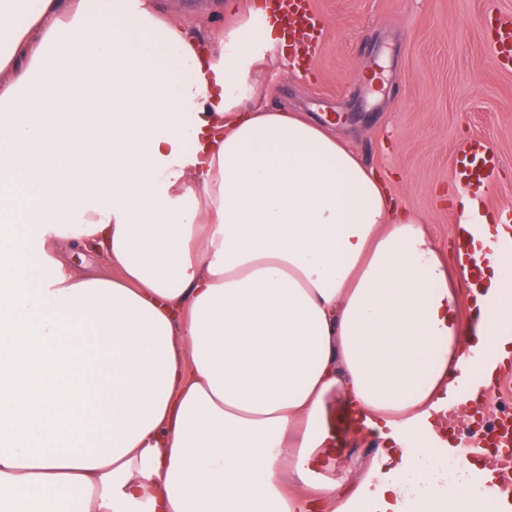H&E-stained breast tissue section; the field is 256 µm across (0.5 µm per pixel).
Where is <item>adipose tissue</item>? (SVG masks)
Listing matches in <instances>:
<instances>
[{"instance_id":"ef3b65f1","label":"adipose tissue","mask_w":512,"mask_h":512,"mask_svg":"<svg viewBox=\"0 0 512 512\" xmlns=\"http://www.w3.org/2000/svg\"><path fill=\"white\" fill-rule=\"evenodd\" d=\"M0 0V512H494L415 426L512 359V253L462 331L450 267L336 134L257 107L275 25ZM114 274L72 271L65 246ZM22 249L23 259L10 255ZM52 269L41 275L42 265ZM389 475L319 472L350 408Z\"/></svg>"}]
</instances>
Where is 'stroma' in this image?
I'll return each instance as SVG.
<instances>
[{"instance_id":"stroma-1","label":"stroma","mask_w":512,"mask_h":512,"mask_svg":"<svg viewBox=\"0 0 512 512\" xmlns=\"http://www.w3.org/2000/svg\"><path fill=\"white\" fill-rule=\"evenodd\" d=\"M324 29L306 74L266 56L261 104L333 129L395 198L422 215L440 251L453 247L463 144L488 140L498 158L489 208H512V68L500 64L485 10L512 19V0H311Z\"/></svg>"}]
</instances>
